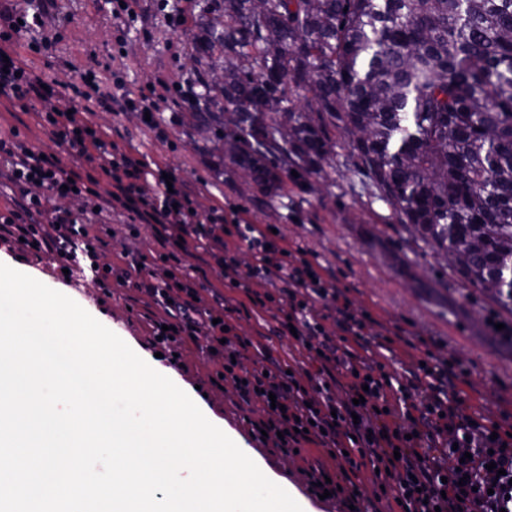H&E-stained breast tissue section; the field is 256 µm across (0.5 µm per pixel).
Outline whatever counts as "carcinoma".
<instances>
[{"label":"carcinoma","mask_w":512,"mask_h":512,"mask_svg":"<svg viewBox=\"0 0 512 512\" xmlns=\"http://www.w3.org/2000/svg\"><path fill=\"white\" fill-rule=\"evenodd\" d=\"M252 2L195 0L187 112L204 150L268 200L343 150L452 275L497 280L511 318L512 0Z\"/></svg>","instance_id":"carcinoma-1"}]
</instances>
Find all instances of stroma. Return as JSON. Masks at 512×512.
I'll list each match as a JSON object with an SVG mask.
<instances>
[{"mask_svg":"<svg viewBox=\"0 0 512 512\" xmlns=\"http://www.w3.org/2000/svg\"><path fill=\"white\" fill-rule=\"evenodd\" d=\"M159 0H140L139 18L128 37L125 56L115 57L113 69L128 71L131 89L165 81L184 84L192 63L188 50L193 37L191 23L160 11ZM66 18L62 38L52 58L36 60L37 75L66 84L75 80L77 68L88 62L90 52L106 54L115 37L111 15L97 0H63ZM94 122L111 127L112 136L132 155H146L170 166L198 185L197 202L208 207L210 197H224V215L233 218L245 209L253 224L277 225L288 242L300 243L309 260L328 266L336 275L356 311L368 312L376 331L398 333L413 343H426L440 359L452 358L467 368L462 385V406L467 413L512 423V345L491 336L487 323L500 320L497 306L487 295L463 287L456 279L440 285L444 262L421 249L401 225L391 208L374 198L366 178L337 165L327 179L288 181L284 194L293 205L291 220H282L275 205H256L233 172L218 173L216 159L195 148L184 115L172 113L162 130L144 125L136 112H95ZM100 263L115 261L126 252L142 257L147 267L160 268L161 256L177 254L181 264L197 269L201 306L223 294L234 308L233 322L244 336L266 331L267 325L242 295L220 277L211 258L203 253L177 252L172 240L151 224H130L129 214L114 210L112 222L102 234ZM0 262L30 275L72 298L87 312L120 336L147 363L171 368V378L199 406L204 415L234 442H248L250 455L299 503L303 512H348L341 499H320L310 491L309 472L321 464L334 470L320 449L306 444L298 452L282 454L250 436L251 425L260 421V405L242 401L225 383L221 360L205 350L181 347L155 358L154 319L162 311L145 296L120 286L83 284L52 279L50 255L25 253L0 255Z\"/></svg>","mask_w":512,"mask_h":512,"instance_id":"1","label":"stroma"}]
</instances>
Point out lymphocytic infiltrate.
I'll list each match as a JSON object with an SVG mask.
<instances>
[{"instance_id": "lymphocytic-infiltrate-1", "label": "lymphocytic infiltrate", "mask_w": 512, "mask_h": 512, "mask_svg": "<svg viewBox=\"0 0 512 512\" xmlns=\"http://www.w3.org/2000/svg\"><path fill=\"white\" fill-rule=\"evenodd\" d=\"M58 0H0V99L20 109L41 102L42 126L67 153L85 162L82 170L64 169L54 155L29 147L18 129L0 134V178L9 183L0 206V242L26 250L71 256L95 282L109 277L97 262L96 244L105 213L122 208L147 224H170L194 236L205 251L219 250L217 265L258 310H277L271 333L295 335L309 359L313 386H305L281 363L245 368L239 361L249 340L230 327L225 309L200 310L188 271L156 276L137 257L121 254L128 281L163 307L167 325H154L158 347L205 339L231 361L224 380L245 400L266 406L253 434H266L281 451L313 444L337 462L334 476L311 470L316 494L330 492L357 504V486L348 467L367 461L377 470L381 496L399 501L403 512H512V424L484 422L458 414L449 387L466 371L456 362L440 366L432 353L404 374L372 360L360 365L339 356L333 331L364 351L373 321L356 312L338 288L331 270L308 260L301 246L288 244L270 225L227 220L224 203L212 198L199 210L186 180L165 181L164 169L147 158L121 150L100 126L86 117V102L109 112H146L150 127L168 102V85L131 92L124 72L109 65L80 69L64 91L43 88L28 56H51L58 41L47 28L61 16ZM110 190L100 194V179ZM74 187L85 207L59 206ZM246 248L252 263L239 273L237 251ZM349 380L345 401H337L335 369Z\"/></svg>"}]
</instances>
